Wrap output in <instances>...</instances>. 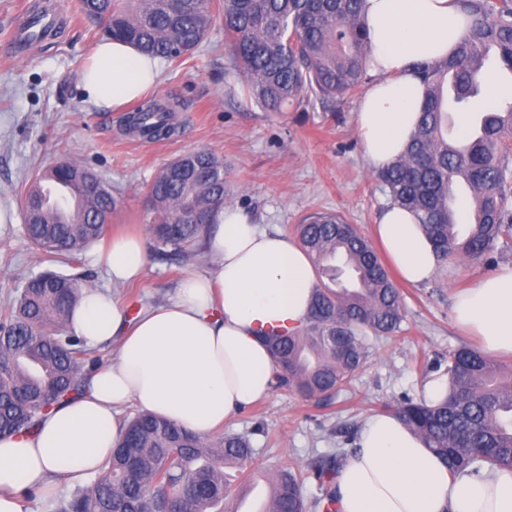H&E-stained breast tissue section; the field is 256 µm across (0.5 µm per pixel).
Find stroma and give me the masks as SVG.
Instances as JSON below:
<instances>
[{"label": "stroma", "instance_id": "35a3bbf8", "mask_svg": "<svg viewBox=\"0 0 512 512\" xmlns=\"http://www.w3.org/2000/svg\"><path fill=\"white\" fill-rule=\"evenodd\" d=\"M57 2L62 24L54 40L26 50L0 41V301L48 269L74 277L83 289L110 287L90 251L74 262L48 264L24 232L19 192L36 172L63 158L81 161L118 199L108 233L133 230L143 240V276L112 287L132 317L169 302L185 274L207 266L202 256L182 265L159 255L150 235L145 189L168 162L191 151L223 159L231 181L227 205L263 227L289 236L306 218L331 211L373 238L389 196L355 126L359 95L333 105L314 98L285 112L266 111L237 83L218 22L196 52L165 63L148 96L172 105L176 132L164 141L147 140L127 132L124 113L84 101L79 73L103 35L81 14L79 0ZM486 275L482 267L451 260L426 285L399 284L403 333L371 339L367 362L334 398L308 400L274 387L267 399L233 414L224 430L249 435L256 475L289 463L308 470L331 448L352 452L368 416L391 412L402 397H420L449 350L477 346L456 327L452 303L456 292Z\"/></svg>", "mask_w": 512, "mask_h": 512}]
</instances>
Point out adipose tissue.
Returning a JSON list of instances; mask_svg holds the SVG:
<instances>
[{"instance_id":"adipose-tissue-1","label":"adipose tissue","mask_w":512,"mask_h":512,"mask_svg":"<svg viewBox=\"0 0 512 512\" xmlns=\"http://www.w3.org/2000/svg\"><path fill=\"white\" fill-rule=\"evenodd\" d=\"M371 81L356 125L365 155L384 169L406 149L424 103L416 74L447 59L469 16L459 0H363ZM159 58L113 39L85 60L81 84L93 108L118 111L156 84ZM376 232L399 276L432 281L440 258L414 213L397 203L381 210ZM207 270L186 276L166 305L129 321L111 293L86 289L70 324L87 344L118 340L110 363L83 395L45 415L37 429L0 438V512H30L25 491L52 495L59 481L85 483L102 474L123 428L128 404L207 435L243 405L268 396L272 358L260 328L300 325L317 284L296 238L223 208L202 240ZM112 283L139 277L143 241L116 236L96 254ZM457 323L481 336L484 352L512 353V264L457 293ZM336 512H512V471L451 476L445 464L396 417L365 421L358 447L336 480Z\"/></svg>"}]
</instances>
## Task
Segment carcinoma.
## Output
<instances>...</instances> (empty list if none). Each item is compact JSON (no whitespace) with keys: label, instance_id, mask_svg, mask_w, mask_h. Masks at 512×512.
<instances>
[{"label":"carcinoma","instance_id":"obj_1","mask_svg":"<svg viewBox=\"0 0 512 512\" xmlns=\"http://www.w3.org/2000/svg\"><path fill=\"white\" fill-rule=\"evenodd\" d=\"M213 0H80L82 13L103 34L169 62L193 53L214 20ZM362 0H221L219 15L233 67L248 93L268 112L301 105L315 95L334 103L351 94L367 71L369 43ZM471 18L448 59L424 70L426 98L406 151L377 173L392 200L420 214L445 262L463 257L488 271L512 254V105L480 108L479 122L448 143V99L464 108L492 99L484 82L486 55L512 74V0H462ZM173 109L152 102L128 117L150 140L174 134ZM212 166L220 180L197 181L191 171ZM48 181L75 189L78 218L50 213L37 188ZM465 184L468 223H451L455 186ZM224 161L206 150L167 163L147 186L156 251L181 258L198 251L208 225L224 208ZM25 232L48 261L73 259L97 241L117 205L92 170L67 159L42 169L20 197ZM194 214L204 222L193 224ZM318 277L301 327L285 334L261 330L277 387L307 398L330 397L349 386L369 356L370 337L404 332L400 293L369 240L340 216L326 213L296 227ZM81 296L75 280L56 272L29 279L0 306V437L36 427L59 403L83 392L87 365H96L69 330ZM448 396L433 402L405 397L394 408L449 467L450 475L480 476L512 469V366L477 349L448 352ZM246 434H194L150 413L128 420L103 475L56 512H228L224 504L251 467ZM344 453L328 450L311 468L320 495L303 494L299 467L272 476L270 512H333V483Z\"/></svg>","mask_w":512,"mask_h":512}]
</instances>
